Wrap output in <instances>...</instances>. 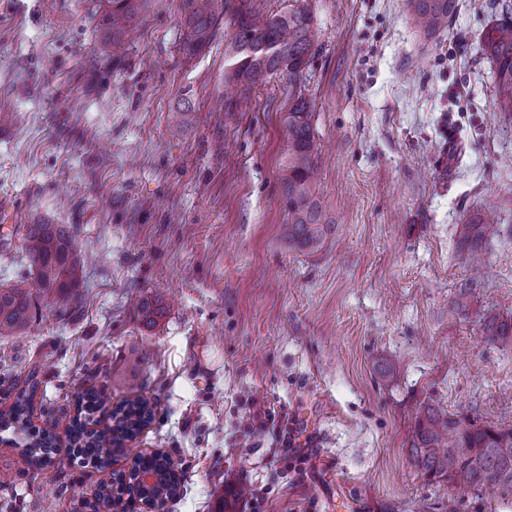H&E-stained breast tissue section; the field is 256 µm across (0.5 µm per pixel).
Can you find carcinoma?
<instances>
[{"instance_id":"1","label":"carcinoma","mask_w":512,"mask_h":512,"mask_svg":"<svg viewBox=\"0 0 512 512\" xmlns=\"http://www.w3.org/2000/svg\"><path fill=\"white\" fill-rule=\"evenodd\" d=\"M153 0H93L102 15L106 40L112 47V62H121L137 18ZM416 27L426 35L448 29L456 10V0H409ZM185 37L179 47L186 58H194L212 41L229 17L236 28L224 42V83L246 94L273 74L288 78L291 106L284 124L288 153L283 162L281 200L288 223L281 225V238L288 248L315 253L336 231V218L317 197L316 141L313 112L302 92L301 77L309 63L315 35L310 10L302 4L288 5L275 14H261L232 0H182ZM481 52L496 64L495 102L502 112H512V4L503 3L500 18L481 40ZM491 224L480 215H470L456 226L458 250L469 255L478 251ZM25 254L36 271L35 284L20 277L0 288V336L23 333L30 326L40 300L47 299L63 312L73 315L83 308L81 253L72 226L33 220L17 228ZM137 320L152 327L166 308L157 298L143 297L133 306ZM482 335L494 342H512V319L484 318ZM40 385L38 371L32 370L25 386L18 389L7 413L0 419L5 428L25 435L24 451L34 465L53 463L56 419L44 414L43 426L30 424L33 398ZM105 411L103 393L88 384L78 396L77 413L68 426L72 456L95 468H106L112 457L126 451L125 444L136 439L152 423L155 404L148 398L127 399L110 411L111 425L103 431L89 429L95 415ZM415 461L422 470L458 483L461 488L512 489V430L479 425L457 415L427 407L416 418ZM148 471L154 482L141 495L156 506L165 505L179 490L180 480L166 454H136L132 473ZM124 482L102 485L98 502L109 506L121 498Z\"/></svg>"}]
</instances>
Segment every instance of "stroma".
I'll return each instance as SVG.
<instances>
[{
    "label": "stroma",
    "instance_id": "stroma-1",
    "mask_svg": "<svg viewBox=\"0 0 512 512\" xmlns=\"http://www.w3.org/2000/svg\"><path fill=\"white\" fill-rule=\"evenodd\" d=\"M303 2L338 224L313 254L279 235L287 81L216 109L232 24L188 59L181 0H154L116 66L89 0H0V287L31 275L17 227L43 216L82 242L88 296L73 316L40 302L0 338V404L33 369L36 423L73 416L90 381L111 406L154 400L134 446L183 480L162 512H216L228 475L256 492L235 512H512V491L460 489L412 456L422 407L512 430V343L480 332L512 318V114L479 51L499 6L459 0L427 36L408 0ZM481 211L497 224L476 275L455 228ZM145 296L171 303L151 328L132 313ZM256 405L287 425L245 429ZM23 446L0 433V512H77L110 481L65 448L36 469Z\"/></svg>",
    "mask_w": 512,
    "mask_h": 512
}]
</instances>
